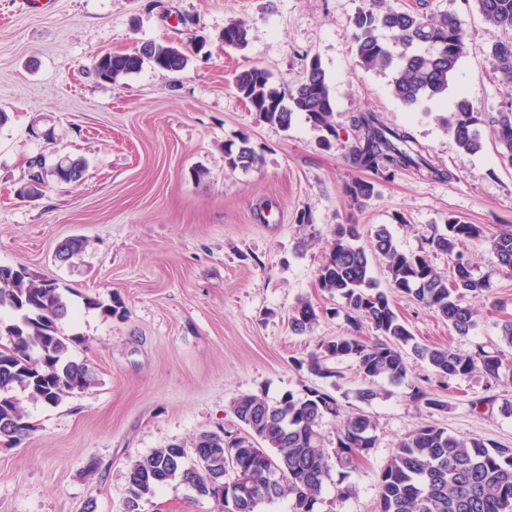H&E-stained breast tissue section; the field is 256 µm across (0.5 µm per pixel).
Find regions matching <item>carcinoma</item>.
<instances>
[{"label": "carcinoma", "mask_w": 512, "mask_h": 512, "mask_svg": "<svg viewBox=\"0 0 512 512\" xmlns=\"http://www.w3.org/2000/svg\"><path fill=\"white\" fill-rule=\"evenodd\" d=\"M486 21L508 35L489 47L493 71L499 80L512 85V0H475ZM357 66L366 70L392 73V93L407 107L441 97L457 73L467 52L466 35L456 14L446 12L433 19L417 12L388 10L377 13L361 10L354 19ZM249 44V28L242 21L224 26V46L237 50ZM190 57L186 50L168 42L150 41L130 53L106 52L93 63V72L103 81L114 82L139 72L148 64L162 72L183 70ZM237 93L258 120L283 128L291 126L294 114H305L314 128L325 133L322 141L330 146L335 135L332 117L335 97L318 59L306 64L297 85L283 89L272 73L258 65L249 66L234 78ZM501 155L512 163V107L492 120ZM363 137L355 149L354 162L362 170L392 176L396 171L414 168L434 176L440 172L413 147L404 131L385 126L376 113L354 117ZM481 119L468 100L463 99L447 120L448 130L460 149L476 153L481 149ZM224 161L232 169H248L258 157L248 140L224 150ZM87 167L83 157L59 158L47 165L43 156L29 161L28 177L19 188L22 197L40 195L49 182L68 184L79 180ZM353 206L362 209L375 193V183L355 178L344 187ZM371 239V251L360 241ZM480 242L493 257L494 272L512 274V230L486 235L478 224H469L454 215L434 230L430 250L405 251L385 225L364 230L356 223L338 224L329 249L317 270V285L323 292L344 301L347 320L353 330L363 322L372 325L376 336H338L322 343L310 355L308 368L321 378L336 373L327 367L331 359L350 358L367 382L356 398L369 403L379 396L374 388L379 379L404 383L410 377L407 352L426 361L441 380L465 377L481 370L489 380L500 379L503 361L483 346L471 353L416 342L393 309L389 294L372 276L371 258L384 265L389 287L412 296L448 322L459 336L475 328L474 312L464 303L470 294L490 290V278L476 277L464 257L466 242ZM87 246L81 237L60 245L62 262L81 253ZM448 259V274L433 267L431 254ZM0 307L14 312V319L0 321V335L8 340L0 350V445L17 443L29 425L26 414L12 392L21 387L29 397L47 405H57L66 397L94 384L93 371L85 361L72 355L79 342L63 334L58 322L70 311L69 303L55 280L33 279L25 268L0 267ZM319 309L301 299L292 310L290 326L294 334H310L318 325ZM413 401L429 408H442V401L426 389L413 386ZM233 413L245 436L229 431L224 435L200 433L194 447L204 457L201 469L185 459L182 448H159L130 464L124 477L125 504L137 510L155 490L170 482L168 475L187 485L199 487L221 484L226 476L225 450L236 451L245 482L237 499L239 512H258L262 504L288 497L293 512H317L323 485L334 468L341 470L337 495L353 492L344 483L349 469L375 447L376 425L360 410L340 418L338 399L329 392L308 387L301 394L288 392L271 402L259 395H244L233 404ZM327 416L340 419L332 446L325 445L321 423ZM282 474L274 494L262 496L259 485L264 473ZM378 512H512V448L496 446L479 438H462L448 430L419 426L401 439L379 481Z\"/></svg>", "instance_id": "1"}]
</instances>
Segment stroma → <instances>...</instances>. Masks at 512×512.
I'll list each match as a JSON object with an SVG mask.
<instances>
[{"label": "stroma", "instance_id": "35a3bbf8", "mask_svg": "<svg viewBox=\"0 0 512 512\" xmlns=\"http://www.w3.org/2000/svg\"><path fill=\"white\" fill-rule=\"evenodd\" d=\"M458 15L468 50L447 96L404 106L390 71L355 65L353 20L359 10ZM245 21L244 50L222 32ZM499 31L475 0H54L41 14L0 0V266L55 279L72 312L60 321L79 337L73 356L93 368L94 386L52 406L14 395L31 431L0 446V512H123L124 472L156 449L192 448L204 431H233L235 399L279 400L308 387L335 389L345 412L365 409L377 425L375 448L350 473L352 496L328 480L317 512H377L379 477L397 442L432 424L464 438L512 447V378L487 384L475 374L439 383L428 364L408 356L409 382L378 381V398L360 405L364 380L352 359L333 362L335 380L304 368L318 344L351 330L343 301L318 288L316 275L336 225H386L406 251L427 247L434 226L455 215L487 233L512 229V164L503 159L491 121L512 104L488 56ZM200 42L188 66L166 74L146 66L107 83L89 68L96 55L129 52L147 41ZM318 58L336 107L329 145L304 114L289 128L258 121L233 76L250 65L294 87L307 59ZM481 112L482 148L460 150L443 119L460 99ZM377 113L406 131L442 170L375 177L364 208L344 186L362 174L352 156L361 137L353 118ZM247 137L259 157L232 170L224 148ZM81 156L78 182L19 197L28 159ZM81 236L86 249L68 262L56 251ZM124 310L106 316L86 299ZM393 308L422 344L470 352L475 346L512 363L501 326L512 319V276H497L488 296L470 298L476 325L461 337L409 296ZM321 312L314 332L293 335L288 317L299 300ZM425 385L444 409L411 399ZM141 512H221L173 481Z\"/></svg>", "mask_w": 512, "mask_h": 512}]
</instances>
